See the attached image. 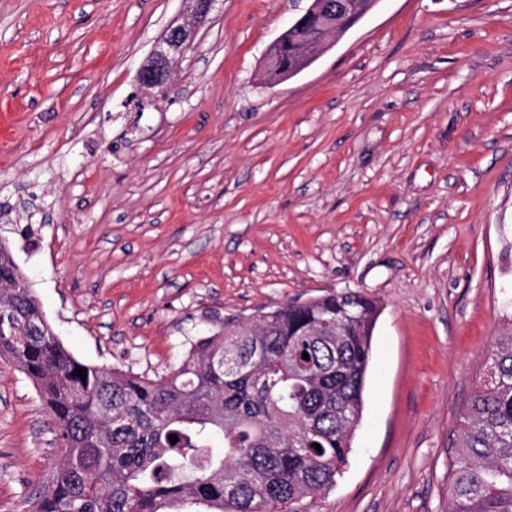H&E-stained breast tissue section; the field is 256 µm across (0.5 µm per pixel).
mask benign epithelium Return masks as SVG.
Here are the masks:
<instances>
[{"label": "benign epithelium", "mask_w": 512, "mask_h": 512, "mask_svg": "<svg viewBox=\"0 0 512 512\" xmlns=\"http://www.w3.org/2000/svg\"><path fill=\"white\" fill-rule=\"evenodd\" d=\"M188 20L171 23L138 70L136 83L150 96H167L172 89L173 64L194 44L217 0H183ZM380 0H309L308 7L291 20L270 47L263 80L285 81L308 68L329 46L331 38L353 28Z\"/></svg>", "instance_id": "benign-epithelium-1"}]
</instances>
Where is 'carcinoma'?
I'll return each instance as SVG.
<instances>
[{"mask_svg": "<svg viewBox=\"0 0 512 512\" xmlns=\"http://www.w3.org/2000/svg\"><path fill=\"white\" fill-rule=\"evenodd\" d=\"M26 283L0 241V361L33 382L63 448L31 512H296L342 475L377 316L366 296L226 319L151 379L75 359ZM448 512H512V332L460 417Z\"/></svg>", "mask_w": 512, "mask_h": 512, "instance_id": "obj_1", "label": "carcinoma"}]
</instances>
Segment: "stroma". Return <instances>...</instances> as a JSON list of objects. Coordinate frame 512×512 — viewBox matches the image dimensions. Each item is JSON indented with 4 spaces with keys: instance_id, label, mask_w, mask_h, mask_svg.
<instances>
[{
    "instance_id": "1",
    "label": "stroma",
    "mask_w": 512,
    "mask_h": 512,
    "mask_svg": "<svg viewBox=\"0 0 512 512\" xmlns=\"http://www.w3.org/2000/svg\"><path fill=\"white\" fill-rule=\"evenodd\" d=\"M306 6L217 0L139 112L182 0H0V240L71 355L149 378L225 318L376 300L348 463L299 510L448 512L461 413L512 324V0H380L265 84ZM60 456L0 364V512Z\"/></svg>"
}]
</instances>
